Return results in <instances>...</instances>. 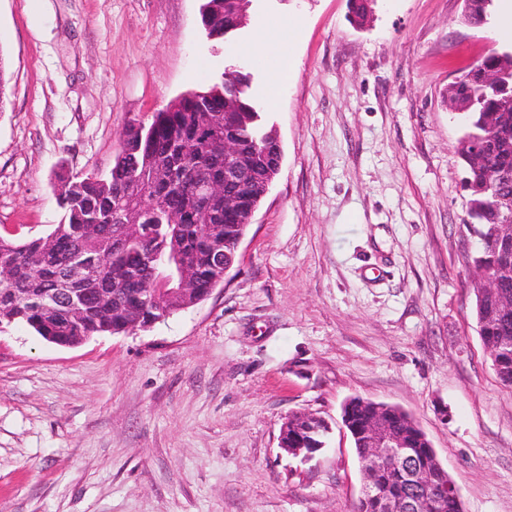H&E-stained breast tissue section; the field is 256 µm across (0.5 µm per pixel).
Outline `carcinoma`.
Listing matches in <instances>:
<instances>
[{
	"label": "carcinoma",
	"instance_id": "obj_1",
	"mask_svg": "<svg viewBox=\"0 0 512 512\" xmlns=\"http://www.w3.org/2000/svg\"><path fill=\"white\" fill-rule=\"evenodd\" d=\"M466 14L475 26L487 22L494 0H472ZM373 0H348L349 18L357 26L367 22ZM240 0H204L200 20L208 35L228 39L241 28ZM496 66L512 87V53L493 52L477 66ZM475 69L448 85L459 100L456 112L467 117L456 152L464 162L468 191L463 224L476 237V251L468 263L497 280L494 294L474 293L478 334L495 362L512 367V311L499 302L512 299V242L501 233L512 206V106L501 95L474 83ZM225 78L239 84L236 92L216 83L206 90L212 104L224 106L220 123L213 114L197 112L188 101L175 99L170 109L153 113L150 124L130 122L121 135V148L108 175L62 178L56 201L63 217L45 238L16 244L0 241V263L12 267L13 279L0 284V321L21 323L39 336H64L71 343L100 335L125 334L146 313L160 318L197 304L224 282V268L213 263L216 250L225 261H238L237 243L246 232L241 216L263 191L268 171L279 158L273 132L261 123V112L249 93L250 79L231 67ZM238 134L241 150L235 159L236 181L228 185L240 199L235 213L224 211V197L204 198L197 191L202 181L224 180V126ZM501 174L497 186L486 182V170ZM145 192L162 203L161 210L143 223L125 216L132 212V190ZM99 227L94 237H84L85 224ZM82 252L88 272L69 284L93 296L111 294L110 306L90 311L75 320L61 310L46 316L22 305L16 295L32 288H54L60 275ZM175 252L191 270L195 295L185 300L168 295L170 284L158 280V267L146 263V254Z\"/></svg>",
	"mask_w": 512,
	"mask_h": 512
}]
</instances>
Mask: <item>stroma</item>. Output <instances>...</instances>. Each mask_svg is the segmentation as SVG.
Here are the masks:
<instances>
[{
  "label": "stroma",
  "mask_w": 512,
  "mask_h": 512,
  "mask_svg": "<svg viewBox=\"0 0 512 512\" xmlns=\"http://www.w3.org/2000/svg\"><path fill=\"white\" fill-rule=\"evenodd\" d=\"M201 0H0V237L60 220L57 176L106 174L131 119L250 78L283 152L235 267L200 303L76 347L0 326V512H354L363 475L341 420L359 396L408 412L464 512H512V388L478 335L474 240L448 85L493 52L464 0H253L232 40ZM300 33L231 53L268 21ZM330 426L311 459L288 415ZM288 422H289V420H288V418H286V420L284 421V423L280 429V434H279V446L284 451H286L287 453L294 455V456H299V455L303 454L304 457H309L311 454L315 453L316 451H318L319 449L324 447V444H325L324 437L326 435L325 431L320 430L318 433H311L309 435L307 434V431H306V429L318 427V424L314 423V425H312V426L311 425L306 426L305 423L299 424V422H297L295 428L297 429L298 427H300V429L302 430L301 433H298V432H296V430L291 429V425H293L294 422H291L289 424H288ZM290 434H294L296 437H299L303 441H306L307 447H310L312 443L318 444L322 447H320V448H305L304 446H301L298 448H289L288 447V438H289Z\"/></svg>",
  "instance_id": "obj_1"
}]
</instances>
